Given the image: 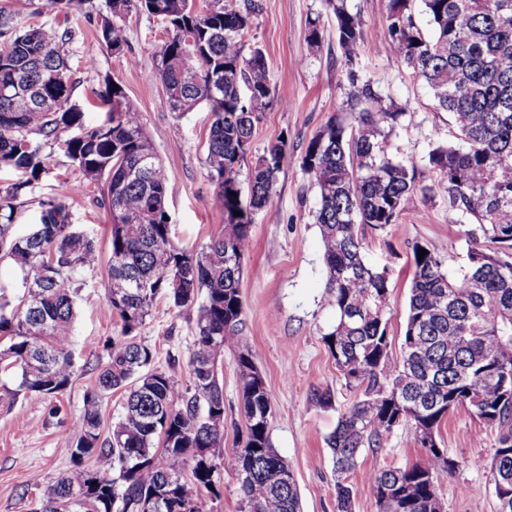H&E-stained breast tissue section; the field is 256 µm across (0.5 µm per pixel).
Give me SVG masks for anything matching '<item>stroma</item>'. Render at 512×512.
I'll return each mask as SVG.
<instances>
[{
    "label": "stroma",
    "mask_w": 512,
    "mask_h": 512,
    "mask_svg": "<svg viewBox=\"0 0 512 512\" xmlns=\"http://www.w3.org/2000/svg\"><path fill=\"white\" fill-rule=\"evenodd\" d=\"M263 9L246 39L247 47L263 50L273 91L272 106L256 124L248 155L256 160L271 142L288 140L287 158L278 174L267 209L256 213L243 264L239 291L245 326L238 345L225 348L219 379L224 391L222 453L239 447L244 416L239 400L236 359L251 349L267 389L272 448L292 467L303 512H336L334 472L326 444L340 413L358 398L347 385L323 337L336 321L325 299L323 241L315 214L319 190L304 170L302 159L312 136L339 112L350 90L343 49L336 39L310 44V23L333 30L335 17L325 0H261ZM108 11L105 0H84L75 19L76 34L65 46L71 67L72 100L80 105L83 122L100 124L105 109L99 97L107 82H117L136 102L144 131L160 162L171 172L166 209L172 239L191 254L201 253L223 229L224 214L213 203L215 186L205 163L209 129L206 106L179 115L171 112L157 76L156 52L166 25L131 0L119 24L125 29L122 54L98 47V30ZM358 75L378 88L385 106L402 118L387 139L388 154L408 164L422 162L435 145L453 141L450 114L437 111L427 86L383 42L364 48ZM78 186L65 200L68 221L93 237L99 261L79 272L75 298L74 358L76 373L60 395L61 421L48 419L46 405L36 396H22L12 408L0 407V512H30L42 484L71 470L65 447L76 436L68 421L83 409L84 395L95 369L107 361L104 342L119 337L121 322L107 311L104 283L110 257L111 216L100 186L87 184L63 150H55L50 170L35 182L17 211L13 230L23 233L37 222L39 203L58 193L61 181ZM448 195L433 188L406 201L397 223L366 228L365 262L389 277L386 305L391 344L389 356L399 359L414 274V244L443 248L445 267L457 273L467 243L448 220ZM196 307H177L159 300L150 317L136 330L137 341L155 352V369L171 375L178 390L191 378L187 365L193 346ZM330 391L332 404L315 406L313 389ZM440 447L459 463L438 486L442 512H498L490 476L498 430L468 409L450 412L435 432ZM423 448L412 424L395 428L383 448L361 449L349 481L353 512H380L371 478L389 467L421 460Z\"/></svg>",
    "instance_id": "obj_1"
}]
</instances>
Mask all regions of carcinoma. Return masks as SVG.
Listing matches in <instances>:
<instances>
[{"mask_svg": "<svg viewBox=\"0 0 512 512\" xmlns=\"http://www.w3.org/2000/svg\"><path fill=\"white\" fill-rule=\"evenodd\" d=\"M83 0H40L33 11L0 7V164L18 173L0 187V260L23 272V293L0 282V373L14 371L15 389L47 402L73 376L76 290L72 276L98 260L95 241L73 229L58 200L41 202L39 222L23 236L13 219L33 183L48 173L46 147L61 146L89 181L105 180L111 215L107 302L122 337L104 344L107 363L72 418L76 443L64 449L76 469L40 490L32 512H204L220 496L221 474L241 483L248 512H302L291 466L271 448V413L253 353L237 358L245 440L229 456L216 452L224 438V394L216 367L224 348L238 343L244 306L239 278L253 216L267 207L287 155V141L268 145L250 170L248 198L239 174L256 123L273 102L262 50L244 54L259 0L226 7L208 0H139L168 25L157 54V73L170 110L181 115L209 105L206 166L224 229L198 255L178 248L165 197L171 174L159 161L137 105L116 83L108 86L106 119L87 127L71 101L64 46L71 27L30 23L26 16L56 17ZM414 0H388L379 33L434 92L436 109L452 114L457 145L435 146L421 164L404 165L387 153L382 127L403 116L382 105L372 83H352L347 103L355 125L334 116L306 148L303 167L320 194L326 298L336 325L324 341L346 383L362 391L327 440L336 472V512H352L348 483L365 446L380 448L394 428L414 425L422 459L371 478L381 512H437L438 485L459 462L437 451L435 430L466 407L499 429L490 463L496 498L512 487V0H422L434 34L425 35ZM334 35L350 77L366 44L361 17L344 0H329ZM122 26L103 19L99 44L122 50ZM442 187L458 232L469 245L456 276L443 269L431 244L413 246L414 275L401 344L389 364L383 308L388 278L363 259L364 229L397 223L411 196ZM426 250L423 258L418 251ZM349 275H340L345 269ZM176 307L199 304L188 366L191 384L175 389L165 372L151 368L155 352L134 341L160 296ZM127 390L121 416L101 438L100 403ZM96 456L101 470L79 469ZM81 493V502L71 490Z\"/></svg>", "mask_w": 512, "mask_h": 512, "instance_id": "cac0c4a2", "label": "carcinoma"}]
</instances>
